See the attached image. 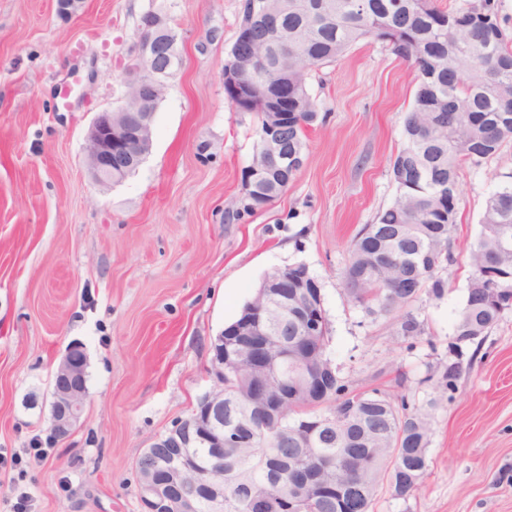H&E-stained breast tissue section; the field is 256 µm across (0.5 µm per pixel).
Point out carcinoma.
Returning <instances> with one entry per match:
<instances>
[{
	"mask_svg": "<svg viewBox=\"0 0 512 512\" xmlns=\"http://www.w3.org/2000/svg\"><path fill=\"white\" fill-rule=\"evenodd\" d=\"M267 12L278 18L273 27L261 20L237 32L226 58L247 53L254 58L244 83L254 90L240 111L256 121L259 149L269 96L288 81V95L298 110L288 112L277 141L282 160L248 190L224 207V223L239 224L263 211L283 194L303 165L306 131L318 118L308 77L336 62L362 40L379 42L418 69L411 109L404 122V140L390 161L397 186L389 206L375 222L362 227L352 242L343 272L345 296L369 315L405 308L427 292L441 297L447 284L439 269L454 261L451 229L459 210H450L441 193L457 187L459 169L478 165L512 140V37L501 26L495 0H470L452 11L435 0H266ZM169 33L159 39L154 69L169 75L181 40ZM512 241V183L486 200L481 230L469 254L472 277L497 272L512 289V253L505 256L498 230ZM414 269L423 288L411 295L394 280ZM253 306L271 334L268 352L276 357L298 336L295 307L279 299ZM499 315L482 303L468 284L465 306L454 327L449 350L462 353L458 337L482 343ZM330 322L321 335L305 341L328 361ZM254 361L242 356L224 371V417L240 423L236 440L224 444V480L213 489L200 483L214 449L205 443L182 449L195 467L181 491L197 498L198 512H369L380 487L396 498L417 490L427 470L430 444V401L395 404L389 394L373 388L355 391L340 378L319 403L300 401V409L272 419L258 409L244 410L252 392ZM305 382L293 361L269 371L266 387L281 380ZM177 449L160 443L147 448L136 462L143 478L167 462Z\"/></svg>",
	"mask_w": 512,
	"mask_h": 512,
	"instance_id": "carcinoma-1",
	"label": "carcinoma"
}]
</instances>
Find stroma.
<instances>
[{
  "label": "stroma",
  "mask_w": 512,
  "mask_h": 512,
  "mask_svg": "<svg viewBox=\"0 0 512 512\" xmlns=\"http://www.w3.org/2000/svg\"><path fill=\"white\" fill-rule=\"evenodd\" d=\"M242 0H0V512H142L135 462L212 390L211 340L262 276L303 264L322 286L328 355L356 390L381 387L432 410L428 469L373 512H512V309L481 347L448 350L487 198L512 179V142L458 173L455 260L442 298L370 316L346 298L352 238L396 195L415 70L363 40L308 83L320 120L286 192L243 224L224 221L257 140L224 100V58ZM165 14L182 67L153 117L150 152L99 187L85 157L98 112L122 105L141 16ZM221 37L210 40L211 30ZM413 316L417 335L402 331ZM88 356L83 414L50 441L52 377L69 342ZM458 364L456 389L433 379ZM47 444L45 456L31 449Z\"/></svg>",
  "instance_id": "1"
}]
</instances>
